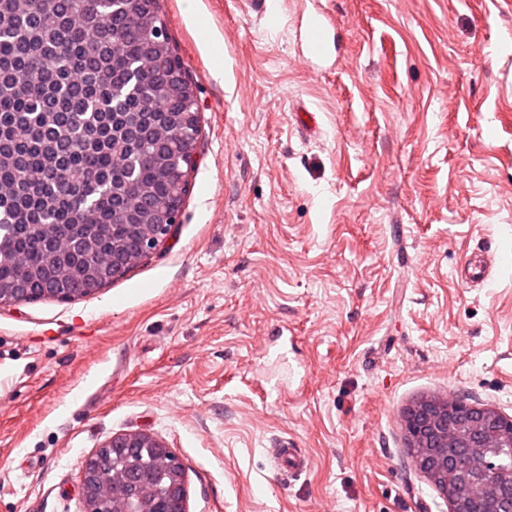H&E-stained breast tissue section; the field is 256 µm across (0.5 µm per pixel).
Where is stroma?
Returning <instances> with one entry per match:
<instances>
[{"label": "stroma", "instance_id": "stroma-1", "mask_svg": "<svg viewBox=\"0 0 512 512\" xmlns=\"http://www.w3.org/2000/svg\"><path fill=\"white\" fill-rule=\"evenodd\" d=\"M321 3L307 63L311 0H159L201 126L180 222L93 295L0 306V512H84L82 462L134 431L187 512H448L406 409L512 416V0ZM323 29L325 26L322 19L318 21V24L307 26L302 43L304 48L301 49L303 58H317L325 54L326 43ZM492 260L486 252L477 251L467 255L458 274L462 281L470 286L484 283L491 274ZM274 461L277 470L288 476L301 472L307 466L300 448H294L293 444L287 439L282 440L279 443V448L275 449Z\"/></svg>", "mask_w": 512, "mask_h": 512}]
</instances>
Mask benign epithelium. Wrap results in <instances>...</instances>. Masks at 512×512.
<instances>
[{
    "instance_id": "obj_1",
    "label": "benign epithelium",
    "mask_w": 512,
    "mask_h": 512,
    "mask_svg": "<svg viewBox=\"0 0 512 512\" xmlns=\"http://www.w3.org/2000/svg\"><path fill=\"white\" fill-rule=\"evenodd\" d=\"M413 467L423 473L448 504V512H512V417L496 408L454 396L422 400L403 417ZM467 449L469 462L448 463V448ZM156 448L155 460L172 477L156 490L143 476V450ZM185 465L158 439L142 432L113 436L86 458L81 474L85 512H127L115 494L144 504L141 512H186Z\"/></svg>"
}]
</instances>
